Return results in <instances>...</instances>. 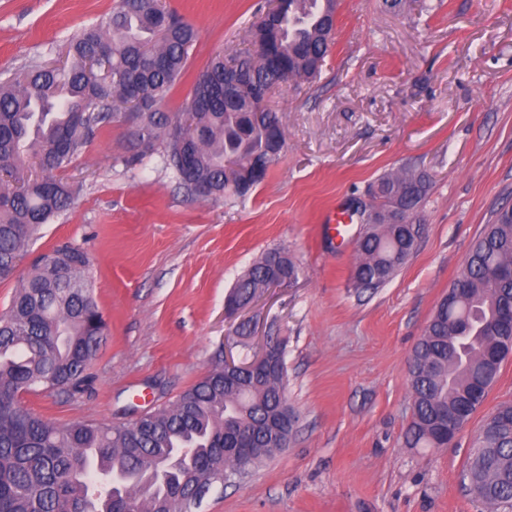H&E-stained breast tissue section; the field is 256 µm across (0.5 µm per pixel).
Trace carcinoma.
Listing matches in <instances>:
<instances>
[{"instance_id": "1", "label": "carcinoma", "mask_w": 512, "mask_h": 512, "mask_svg": "<svg viewBox=\"0 0 512 512\" xmlns=\"http://www.w3.org/2000/svg\"><path fill=\"white\" fill-rule=\"evenodd\" d=\"M338 0H287L271 27L279 44L240 54V70L259 93L293 79L311 83L332 49ZM176 18L158 0H120L112 13L72 40L64 59H35L22 72L0 80V282L12 279L18 261L40 226L68 207L75 189L61 176L106 124L137 121L126 128L134 154L126 163L163 147L167 167L191 190L206 185L209 199L243 197L237 188L253 158L267 154L266 133L286 144L282 116L259 97H224V58L216 56L195 80L183 109L163 110L184 72L194 29L177 22L163 32V16ZM428 178L422 171L386 173L377 180L369 210L375 221L357 241L354 287L389 282L414 253L423 224L419 208ZM400 209L408 223L392 224ZM298 277L288 252L263 253L231 290L251 299L268 287L272 260ZM512 208H503L480 235L461 273L468 292L443 297L408 363L412 415L404 435L408 448L448 447L440 415L474 412V384L490 388L501 366L486 353L512 344V325L499 322L493 302L512 300ZM90 260L64 245L43 254L0 315V512H184L193 489L209 487L213 471L247 472L281 451L282 437L264 427L285 397L286 369L254 375L224 373V360L174 402L133 423L74 421L55 424L26 408L22 395L79 391L106 330L88 281ZM469 454V493L496 508H512V405L487 416ZM186 458L172 472L168 489L142 495L135 483L112 502L111 488L94 475L130 476L160 457Z\"/></svg>"}]
</instances>
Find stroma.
<instances>
[{"mask_svg": "<svg viewBox=\"0 0 512 512\" xmlns=\"http://www.w3.org/2000/svg\"><path fill=\"white\" fill-rule=\"evenodd\" d=\"M118 0H0V79L53 56ZM197 38L165 109L178 111L215 52L238 54L265 0H165ZM287 144L246 196L191 194L161 152L126 163L125 127L101 128L74 160L72 205L43 225L18 268L68 244L90 258L107 324L82 392L24 395L58 424L131 423L174 401L232 349L257 336L285 344L287 448L213 484L196 512H493L462 488L483 419L512 403V358L445 451L408 448L407 361L475 239L512 207V0H339L335 43L319 79L271 97ZM426 172L416 251L375 290L350 286L356 242L326 223L372 199L383 174ZM287 250L298 280L243 313L224 299L264 252Z\"/></svg>", "mask_w": 512, "mask_h": 512, "instance_id": "1", "label": "stroma"}]
</instances>
